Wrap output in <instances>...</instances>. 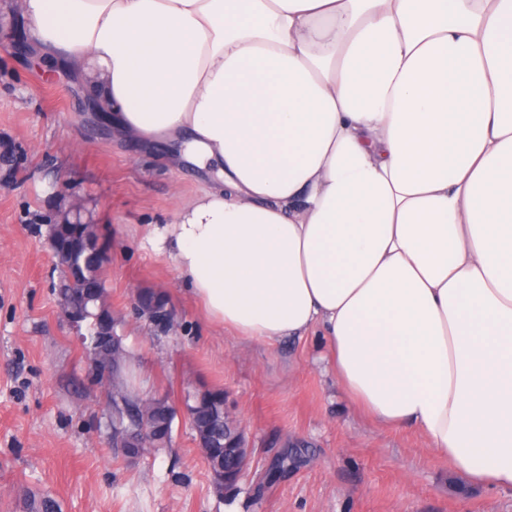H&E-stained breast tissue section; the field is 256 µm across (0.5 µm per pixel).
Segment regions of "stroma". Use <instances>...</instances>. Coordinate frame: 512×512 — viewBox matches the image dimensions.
<instances>
[{"instance_id":"obj_1","label":"stroma","mask_w":512,"mask_h":512,"mask_svg":"<svg viewBox=\"0 0 512 512\" xmlns=\"http://www.w3.org/2000/svg\"><path fill=\"white\" fill-rule=\"evenodd\" d=\"M90 106L64 62L0 49V512H23L30 494L61 512H512V485L473 483L416 428L359 411L326 337L244 340L212 322L147 240L198 192L199 172L170 164L173 144L118 140ZM60 183L66 192L53 193ZM74 200L107 248L103 279L141 396L224 392L245 432L246 469L224 494L185 414L171 447L135 459L113 447L105 390L62 314L47 246L50 216ZM146 293L167 301L174 332L138 317ZM286 452L300 463L255 500Z\"/></svg>"}]
</instances>
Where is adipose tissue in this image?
Returning a JSON list of instances; mask_svg holds the SVG:
<instances>
[{
	"instance_id": "adipose-tissue-1",
	"label": "adipose tissue",
	"mask_w": 512,
	"mask_h": 512,
	"mask_svg": "<svg viewBox=\"0 0 512 512\" xmlns=\"http://www.w3.org/2000/svg\"><path fill=\"white\" fill-rule=\"evenodd\" d=\"M120 138L204 177L155 228L208 316L315 327L375 420L512 484V0H9Z\"/></svg>"
}]
</instances>
